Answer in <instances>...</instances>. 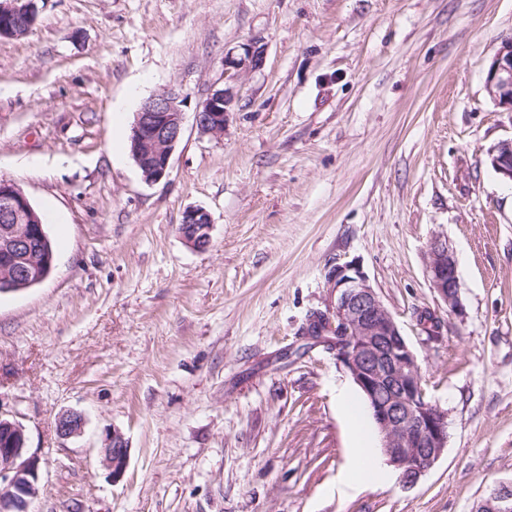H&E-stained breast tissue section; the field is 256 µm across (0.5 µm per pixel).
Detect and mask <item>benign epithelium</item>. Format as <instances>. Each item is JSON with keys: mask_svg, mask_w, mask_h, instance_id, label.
I'll return each instance as SVG.
<instances>
[{"mask_svg": "<svg viewBox=\"0 0 512 512\" xmlns=\"http://www.w3.org/2000/svg\"><path fill=\"white\" fill-rule=\"evenodd\" d=\"M35 0H0V18L34 21ZM263 62V50L254 43L242 53L224 57V76L230 80ZM490 100L512 112V38L503 41L486 74ZM235 102L231 88L214 91L195 112L203 134L224 132L228 112ZM183 100L173 90L152 95L135 113L130 134V153L143 179L157 183L169 175L172 154L183 133ZM490 165L512 182V138L488 152ZM212 219L199 207H190L179 231L198 251L211 243ZM53 267L48 234L41 215L25 192L13 181L0 179V294L19 292L44 281ZM427 278L437 297L454 312L460 306L457 265L448 244L435 237L428 249ZM330 299L326 317L333 336H314L336 352L362 393L379 432L381 452L398 473L402 486L418 483L441 458L448 445V413L426 397L418 359L391 312L359 266L352 262L334 265L326 275ZM85 417L66 410L56 418V431L65 438L83 432ZM0 512H29L40 481V457L29 448L25 427L0 412ZM128 442L114 429L104 453L108 476L116 482L125 474ZM475 512H512V481L489 488Z\"/></svg>", "mask_w": 512, "mask_h": 512, "instance_id": "1", "label": "benign epithelium"}]
</instances>
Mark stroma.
Here are the masks:
<instances>
[{
  "mask_svg": "<svg viewBox=\"0 0 512 512\" xmlns=\"http://www.w3.org/2000/svg\"><path fill=\"white\" fill-rule=\"evenodd\" d=\"M0 38V178L47 219L54 268L0 296V409L41 462L31 512H473L512 480V183L485 91L512 0H36ZM254 42L259 69L224 80ZM232 86L221 137L199 104ZM183 100L170 174L129 151L142 101ZM206 209L208 250L179 233ZM454 254L460 306L427 279ZM360 266L415 351L448 446L411 488L352 490L335 352L308 345L336 263ZM442 324L428 339L417 315ZM66 410L86 420L58 436ZM130 448L112 481L113 431ZM490 165L504 180L512 183V138L503 140L488 152ZM427 278L437 297L450 312H455L460 306L457 265L446 240L440 236L435 237L429 245Z\"/></svg>",
  "mask_w": 512,
  "mask_h": 512,
  "instance_id": "1",
  "label": "stroma"
}]
</instances>
